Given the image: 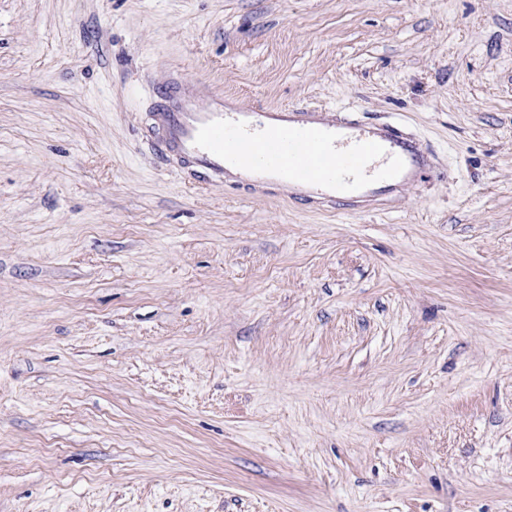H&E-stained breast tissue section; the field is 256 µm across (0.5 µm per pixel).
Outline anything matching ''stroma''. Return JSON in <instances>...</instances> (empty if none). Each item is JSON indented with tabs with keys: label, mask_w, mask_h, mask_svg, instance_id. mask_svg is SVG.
<instances>
[{
	"label": "stroma",
	"mask_w": 512,
	"mask_h": 512,
	"mask_svg": "<svg viewBox=\"0 0 512 512\" xmlns=\"http://www.w3.org/2000/svg\"><path fill=\"white\" fill-rule=\"evenodd\" d=\"M174 79L430 168L196 187ZM0 512H512V0H0Z\"/></svg>",
	"instance_id": "obj_1"
}]
</instances>
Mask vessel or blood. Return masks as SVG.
Returning a JSON list of instances; mask_svg holds the SVG:
<instances>
[{"label":"vessel or blood","instance_id":"b4317fda","mask_svg":"<svg viewBox=\"0 0 512 512\" xmlns=\"http://www.w3.org/2000/svg\"><path fill=\"white\" fill-rule=\"evenodd\" d=\"M163 100L152 116L157 146L200 185H287L333 210L409 185L425 165L419 143L395 122L342 120L329 108L228 112L223 100L200 99L174 82Z\"/></svg>","mask_w":512,"mask_h":512}]
</instances>
